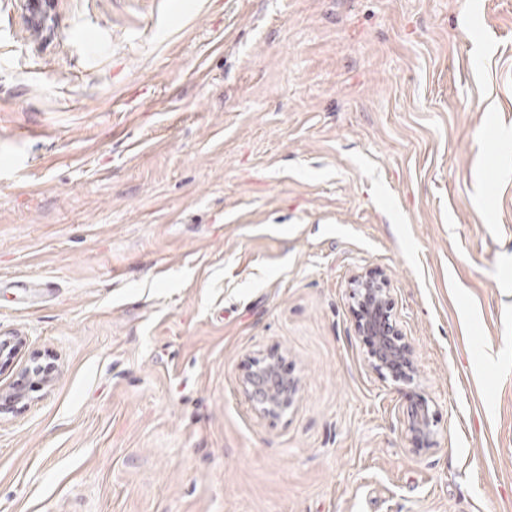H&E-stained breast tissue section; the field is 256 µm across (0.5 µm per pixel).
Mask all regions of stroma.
Here are the masks:
<instances>
[{
	"instance_id": "obj_1",
	"label": "stroma",
	"mask_w": 512,
	"mask_h": 512,
	"mask_svg": "<svg viewBox=\"0 0 512 512\" xmlns=\"http://www.w3.org/2000/svg\"><path fill=\"white\" fill-rule=\"evenodd\" d=\"M51 13L0 0V386L50 375L0 409V512H512V0ZM366 271L412 381L356 332ZM349 297L357 307L356 331L369 339L370 364L379 373L401 375L416 368L409 343L390 309V281L385 275L356 273L348 282ZM279 356L249 360L242 379L244 393L254 410L264 416H280L299 395L298 383L279 376ZM38 359L34 357L31 363L26 365L19 378L8 387H0V400L6 402H16L22 400L26 395L27 384L33 379L43 380L48 378V374L42 375V365L36 364ZM36 364V365H35ZM435 419L430 412L428 405L422 402L411 409L407 414L405 423L406 432L412 440L420 443L423 447L418 449H430L436 443L435 440Z\"/></svg>"
}]
</instances>
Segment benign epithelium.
Listing matches in <instances>:
<instances>
[{"label": "benign epithelium", "instance_id": "benign-epithelium-1", "mask_svg": "<svg viewBox=\"0 0 512 512\" xmlns=\"http://www.w3.org/2000/svg\"><path fill=\"white\" fill-rule=\"evenodd\" d=\"M348 288L349 297L357 307L356 331L369 339V357L373 369L395 375L402 370L415 374L411 347L391 314L388 278L375 273H356L350 278ZM20 344L22 337L1 332L0 359H12ZM42 372L38 359H32L16 381L7 387H0V400H22L30 381L45 379ZM242 387L254 410L264 416L282 415L299 395L296 381L279 376V356L273 353L248 362ZM405 428L411 439L423 448L429 449L435 445V419L428 405L421 403L412 408L407 414Z\"/></svg>", "mask_w": 512, "mask_h": 512}]
</instances>
